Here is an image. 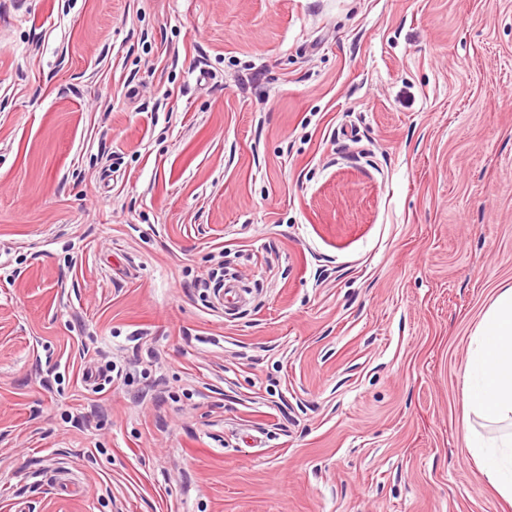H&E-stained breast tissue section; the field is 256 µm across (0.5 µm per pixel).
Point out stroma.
Segmentation results:
<instances>
[{
	"label": "stroma",
	"instance_id": "stroma-1",
	"mask_svg": "<svg viewBox=\"0 0 512 512\" xmlns=\"http://www.w3.org/2000/svg\"><path fill=\"white\" fill-rule=\"evenodd\" d=\"M508 286L512 0H0V512H512ZM473 336L463 403L493 422L512 426V288L500 290ZM467 449L500 495L512 502V431L491 443L467 436Z\"/></svg>",
	"mask_w": 512,
	"mask_h": 512
}]
</instances>
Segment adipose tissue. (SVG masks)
I'll list each match as a JSON object with an SVG mask.
<instances>
[{
	"mask_svg": "<svg viewBox=\"0 0 512 512\" xmlns=\"http://www.w3.org/2000/svg\"><path fill=\"white\" fill-rule=\"evenodd\" d=\"M466 365L463 403L493 422L512 421V288L500 290L475 332ZM467 449L494 487L512 502V432Z\"/></svg>",
	"mask_w": 512,
	"mask_h": 512,
	"instance_id": "ef3b65f1",
	"label": "adipose tissue"
}]
</instances>
